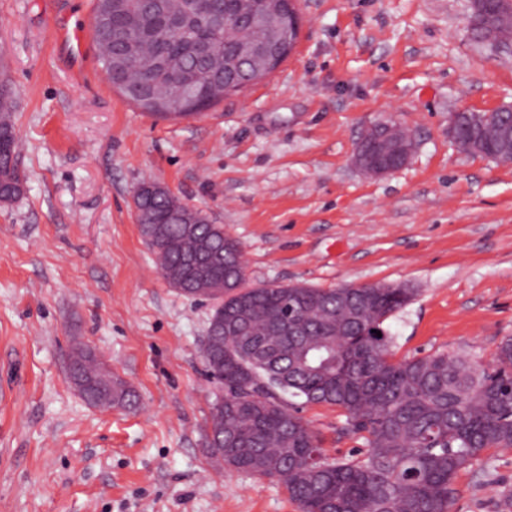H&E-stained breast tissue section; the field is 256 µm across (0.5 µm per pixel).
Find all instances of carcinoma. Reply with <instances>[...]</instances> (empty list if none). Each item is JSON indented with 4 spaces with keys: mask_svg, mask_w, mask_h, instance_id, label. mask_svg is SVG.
Listing matches in <instances>:
<instances>
[{
    "mask_svg": "<svg viewBox=\"0 0 512 512\" xmlns=\"http://www.w3.org/2000/svg\"><path fill=\"white\" fill-rule=\"evenodd\" d=\"M157 2L147 10L142 0H112L110 57L99 55L112 85L151 114L184 117L209 109L270 74V50L280 64L296 39L282 0ZM191 7L224 14V30L197 33L210 49L203 58L189 42L161 39L166 17ZM244 10L259 14L254 25L234 23ZM469 18L476 41L485 42L490 29L496 31L491 46L512 40V8L498 0L470 6ZM13 109L0 105V132L8 134L0 187L11 188L16 199L24 184L9 164L17 147ZM406 144L401 135L368 141L365 150L378 164L399 157ZM456 145L511 162L512 110L460 116ZM182 206L167 190L148 192L137 221L164 228L154 253L171 287L200 297L213 284L228 285L213 308L203 349L206 371L222 393L211 408L208 446L224 467L283 483L300 512H450L457 475L481 462L489 448H512V336L500 342L488 365L446 353L396 362L387 322L410 303L412 289L232 288L245 272L241 245L205 217L190 232L169 222ZM203 246L212 261L197 272L187 259ZM295 315L302 335H283L280 329ZM273 346L277 357L263 356ZM102 369L87 344L73 346L70 377L86 403H134V393L118 378L107 384ZM307 405L341 409L347 429L368 433L367 451L351 460L329 459L298 416Z\"/></svg>",
    "mask_w": 512,
    "mask_h": 512,
    "instance_id": "carcinoma-1",
    "label": "carcinoma"
}]
</instances>
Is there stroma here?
Listing matches in <instances>:
<instances>
[{
	"instance_id": "stroma-1",
	"label": "stroma",
	"mask_w": 512,
	"mask_h": 512,
	"mask_svg": "<svg viewBox=\"0 0 512 512\" xmlns=\"http://www.w3.org/2000/svg\"><path fill=\"white\" fill-rule=\"evenodd\" d=\"M469 0H298L294 51L196 116L142 112L110 84L94 0H0L19 199L0 204V512H299L285 486L211 467L210 303L160 274L132 194L151 180L224 227L249 285H403L394 360H491L512 336V162L461 151L451 113L512 107V51L468 32ZM415 134L402 170L362 175L363 129ZM131 389L89 406L73 339ZM300 415L329 457L365 433ZM450 512H512V448L461 471Z\"/></svg>"
}]
</instances>
